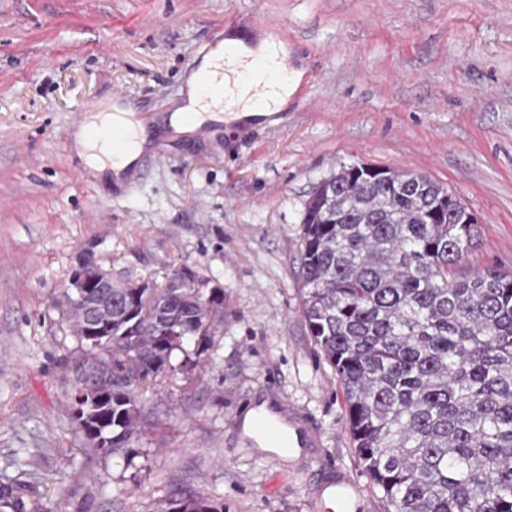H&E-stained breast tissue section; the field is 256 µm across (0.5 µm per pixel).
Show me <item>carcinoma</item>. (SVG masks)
<instances>
[{"label": "carcinoma", "mask_w": 512, "mask_h": 512, "mask_svg": "<svg viewBox=\"0 0 512 512\" xmlns=\"http://www.w3.org/2000/svg\"><path fill=\"white\" fill-rule=\"evenodd\" d=\"M474 215L427 175L342 166L302 215L301 310L340 379L355 455L393 512H512V273H460L477 247ZM201 288L127 281L112 288V335L76 372L112 387L102 412L114 453L142 429L139 391L180 342L211 341ZM152 299L151 312L142 307ZM157 512H218L204 499Z\"/></svg>", "instance_id": "cac0c4a2"}]
</instances>
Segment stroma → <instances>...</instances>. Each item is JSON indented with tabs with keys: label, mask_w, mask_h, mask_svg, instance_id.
Instances as JSON below:
<instances>
[{
	"label": "stroma",
	"mask_w": 512,
	"mask_h": 512,
	"mask_svg": "<svg viewBox=\"0 0 512 512\" xmlns=\"http://www.w3.org/2000/svg\"><path fill=\"white\" fill-rule=\"evenodd\" d=\"M231 30L276 32L298 90L271 123L170 134L191 61ZM118 92L163 148L122 181L73 148ZM358 163L443 185L480 223L466 271L512 272V0H0V488L25 485V512H316L350 480L351 512H387L300 306L305 202ZM86 249L116 280L186 267L224 291L211 346L173 352L104 457L75 429L85 349L54 303ZM271 398L318 447L240 434L235 413Z\"/></svg>",
	"instance_id": "stroma-1"
}]
</instances>
